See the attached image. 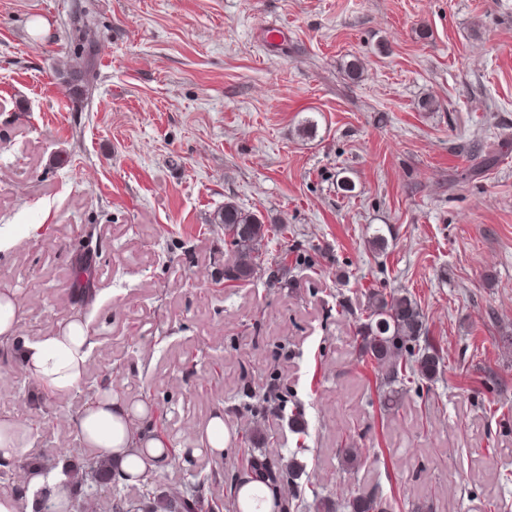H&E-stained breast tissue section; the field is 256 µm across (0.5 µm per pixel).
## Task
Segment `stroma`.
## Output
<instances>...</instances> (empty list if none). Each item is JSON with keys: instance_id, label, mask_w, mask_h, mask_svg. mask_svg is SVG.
<instances>
[{"instance_id": "obj_1", "label": "stroma", "mask_w": 512, "mask_h": 512, "mask_svg": "<svg viewBox=\"0 0 512 512\" xmlns=\"http://www.w3.org/2000/svg\"><path fill=\"white\" fill-rule=\"evenodd\" d=\"M80 6L100 51L79 105ZM228 201L269 256L296 246L294 286L225 287ZM373 288L412 296L445 361L391 411L339 305ZM1 289L19 341L75 317L92 336L62 396L0 350L31 459L89 455L74 421L106 385L164 423L159 494L201 473L234 512L248 460L294 452L299 512L374 489L392 512H512V0H0ZM218 412L223 456L186 459ZM352 444L369 458L346 471Z\"/></svg>"}]
</instances>
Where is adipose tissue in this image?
I'll list each match as a JSON object with an SVG mask.
<instances>
[{"label": "adipose tissue", "instance_id": "obj_1", "mask_svg": "<svg viewBox=\"0 0 512 512\" xmlns=\"http://www.w3.org/2000/svg\"><path fill=\"white\" fill-rule=\"evenodd\" d=\"M90 331L73 319L56 331L24 343L21 362L42 390L66 395L78 388L86 372ZM149 414L146 403L133 402L112 390L97 392L75 422L81 440L110 458L119 471L142 476L160 470L169 456L165 440L136 431V421ZM28 426L11 414L0 415V461L14 462L29 454Z\"/></svg>", "mask_w": 512, "mask_h": 512}]
</instances>
